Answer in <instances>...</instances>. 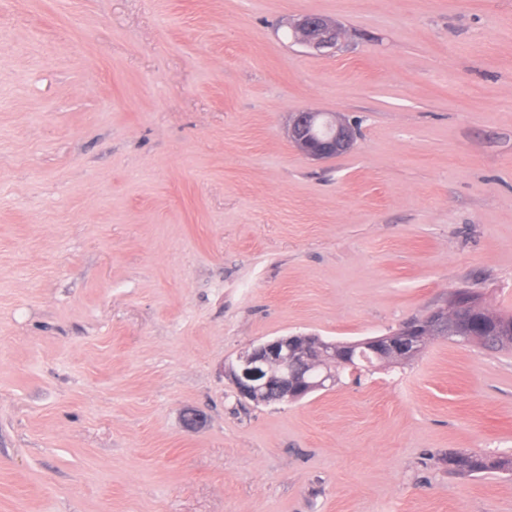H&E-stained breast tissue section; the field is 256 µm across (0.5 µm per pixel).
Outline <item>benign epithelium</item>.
Segmentation results:
<instances>
[{"mask_svg":"<svg viewBox=\"0 0 512 512\" xmlns=\"http://www.w3.org/2000/svg\"><path fill=\"white\" fill-rule=\"evenodd\" d=\"M295 40L320 51L336 45V24L322 16L305 15L293 26ZM293 147L311 160H325L350 151L356 142L354 127L334 115L298 112L288 126ZM485 311L478 299L465 292L457 293L452 303L437 307L420 318L400 327L396 335L369 338L361 345L379 356L390 353L399 360L414 357L428 336L447 337L448 320L457 313ZM350 364L349 357L336 342L319 336H278L250 345L226 367L227 377L236 395L255 404L298 400L322 388L312 380L315 369H334Z\"/></svg>","mask_w":512,"mask_h":512,"instance_id":"7a95c632","label":"benign epithelium"}]
</instances>
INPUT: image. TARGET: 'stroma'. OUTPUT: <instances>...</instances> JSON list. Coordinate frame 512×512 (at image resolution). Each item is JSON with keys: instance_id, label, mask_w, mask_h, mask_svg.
I'll return each mask as SVG.
<instances>
[{"instance_id": "1", "label": "stroma", "mask_w": 512, "mask_h": 512, "mask_svg": "<svg viewBox=\"0 0 512 512\" xmlns=\"http://www.w3.org/2000/svg\"><path fill=\"white\" fill-rule=\"evenodd\" d=\"M302 111L355 148L305 159ZM458 290L512 314V0H0V512H512L442 463L512 454V354L224 377ZM293 31L297 43L316 51L334 47L338 37L336 24L317 15L298 18L294 23ZM293 147L311 160H325L350 151L356 142L354 127L320 112H298L288 126Z\"/></svg>"}]
</instances>
